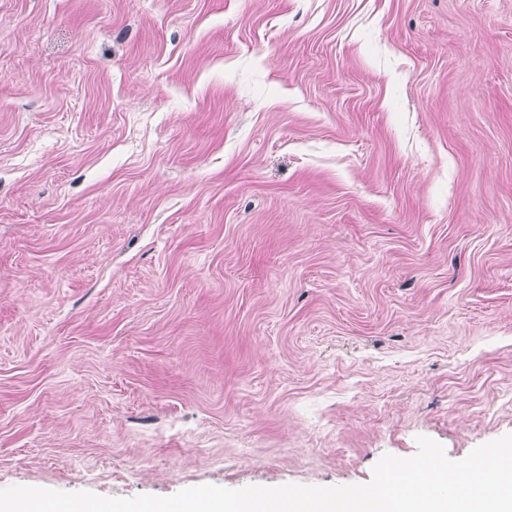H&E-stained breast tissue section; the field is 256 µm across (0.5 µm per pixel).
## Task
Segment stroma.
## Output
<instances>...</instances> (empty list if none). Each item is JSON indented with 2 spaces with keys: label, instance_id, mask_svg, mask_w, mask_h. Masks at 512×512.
<instances>
[{
  "label": "stroma",
  "instance_id": "1",
  "mask_svg": "<svg viewBox=\"0 0 512 512\" xmlns=\"http://www.w3.org/2000/svg\"><path fill=\"white\" fill-rule=\"evenodd\" d=\"M508 434L512 0H0V489Z\"/></svg>",
  "mask_w": 512,
  "mask_h": 512
}]
</instances>
